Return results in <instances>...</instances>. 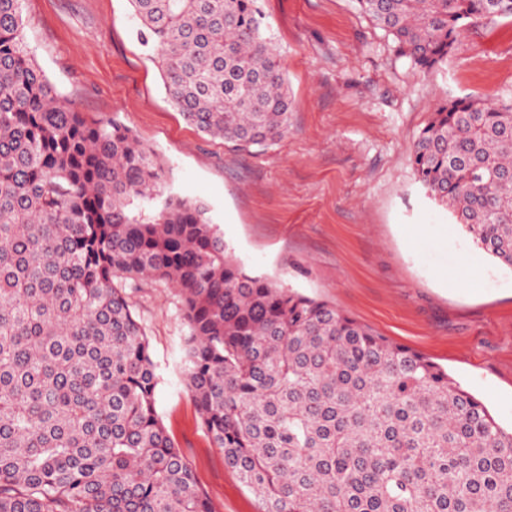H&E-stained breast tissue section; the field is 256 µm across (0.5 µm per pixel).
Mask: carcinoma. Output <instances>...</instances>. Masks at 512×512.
<instances>
[{
	"instance_id": "obj_1",
	"label": "carcinoma",
	"mask_w": 512,
	"mask_h": 512,
	"mask_svg": "<svg viewBox=\"0 0 512 512\" xmlns=\"http://www.w3.org/2000/svg\"><path fill=\"white\" fill-rule=\"evenodd\" d=\"M21 0H0V512H213L156 408L126 292L160 280L188 326L185 383L261 512H512V429L443 367L324 300L248 275L155 151L53 92ZM429 71L512 0H358ZM166 94L241 147L288 131L259 0H128ZM418 181L512 269V102H441ZM154 204L150 215L134 201Z\"/></svg>"
}]
</instances>
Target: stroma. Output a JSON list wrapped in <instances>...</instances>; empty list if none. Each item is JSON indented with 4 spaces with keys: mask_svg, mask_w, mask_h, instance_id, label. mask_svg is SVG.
<instances>
[{
    "mask_svg": "<svg viewBox=\"0 0 512 512\" xmlns=\"http://www.w3.org/2000/svg\"><path fill=\"white\" fill-rule=\"evenodd\" d=\"M288 81L287 135L241 150L167 97L128 0H23L25 37L55 91L150 145L173 194L201 201L253 275L327 301L421 352L512 424V271L420 185L411 148L446 98L512 99V17L465 26L431 71L400 56L357 0H263ZM148 334L156 407L215 512H260L184 384L175 290L128 291Z\"/></svg>",
    "mask_w": 512,
    "mask_h": 512,
    "instance_id": "1",
    "label": "stroma"
}]
</instances>
